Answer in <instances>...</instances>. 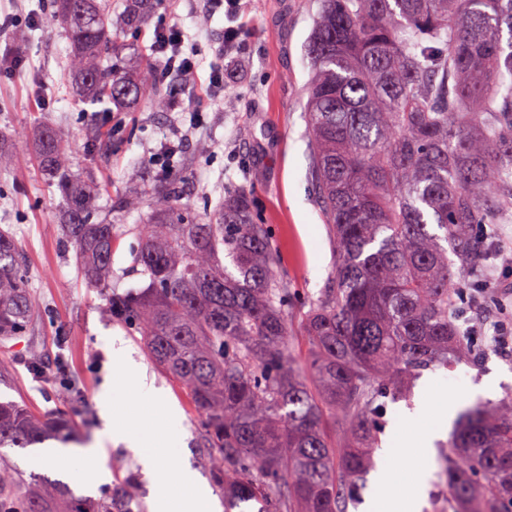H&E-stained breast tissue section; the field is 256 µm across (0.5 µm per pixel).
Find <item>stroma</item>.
<instances>
[{
    "instance_id": "35a3bbf8",
    "label": "stroma",
    "mask_w": 512,
    "mask_h": 512,
    "mask_svg": "<svg viewBox=\"0 0 512 512\" xmlns=\"http://www.w3.org/2000/svg\"><path fill=\"white\" fill-rule=\"evenodd\" d=\"M318 0H242L237 13L209 5L208 0H166L165 8L151 17L141 33H130L128 61L137 64L138 48L149 46L160 18L180 25L186 46L194 53L196 71L175 78L171 86L180 105L175 112H83L76 104L64 77L69 44L61 32L42 26L27 28L22 56L23 76L0 69V130L49 125L76 141V162L87 173L100 207H113L119 226V244L112 256V285L121 293H136L146 285L133 269L138 247L135 232L150 210L145 186L129 178L130 171L148 165L149 156L162 140L179 142L192 158L187 171L176 172L181 190L206 212L223 204L232 187H253L255 209L267 224L277 247L276 269L292 289L296 306H303L326 287L335 263L328 227L323 221L309 176L310 141L304 120V87L310 65L305 45L318 11ZM239 27L238 57L241 68L224 74V85H209L215 50L224 42L229 26ZM201 116L199 125L189 121L190 112ZM95 130L112 141V156L100 161L84 134ZM33 144L8 141L0 154V227L15 236L23 254L24 272L31 288L43 299L46 316L31 331L38 347L39 371L14 363L0 380V396L23 402L33 413L56 407L64 389L74 387L81 402L70 413L77 428L74 447L101 442L103 465L111 481L125 476L136 480L147 512H152L160 490L150 488L139 461L125 444L100 440L102 394L112 385V339L123 337L134 358L145 364L156 386L167 390L182 418L189 458L158 455L156 463L170 475L191 464L202 478L210 472L200 448L196 412L182 386L161 373L149 358L139 334L129 325L110 319L104 312L106 297L89 286L74 264V251L62 238L63 210L60 196L32 163ZM138 193L139 208L124 209L121 202ZM512 323V308L494 306L479 325L484 355L480 364L452 365L424 371L413 388L411 402L388 408L386 435L407 441L414 428L401 419L408 407L422 408L423 423L437 418V405L423 402L425 384L467 406L475 402L474 386L495 379L490 394L498 399L512 389V352L493 348L495 325ZM379 466L392 472L389 494L400 500L419 496V512H436L443 498L437 478L416 487L406 455L378 458Z\"/></svg>"
}]
</instances>
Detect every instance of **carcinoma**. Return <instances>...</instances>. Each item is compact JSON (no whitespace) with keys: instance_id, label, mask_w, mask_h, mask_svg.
<instances>
[{"instance_id":"cac0c4a2","label":"carcinoma","mask_w":512,"mask_h":512,"mask_svg":"<svg viewBox=\"0 0 512 512\" xmlns=\"http://www.w3.org/2000/svg\"><path fill=\"white\" fill-rule=\"evenodd\" d=\"M143 0H50L43 18L70 44L77 101L174 110L154 53L129 71L120 35ZM310 171L336 266L289 318L254 192L232 188L199 214L156 170L138 227L140 294L108 293L151 361L186 390L224 512H348L374 469L389 404L426 370L481 360L477 326L494 306L483 254L512 224V0H319L307 43ZM33 139L59 191L61 230L87 283L112 287L118 225L95 207L66 137ZM0 228V344L25 337L44 306ZM73 423L0 401V449L68 440ZM451 512H512V390L459 416L441 456ZM0 512H143L127 481L104 498L27 477L0 452Z\"/></svg>"}]
</instances>
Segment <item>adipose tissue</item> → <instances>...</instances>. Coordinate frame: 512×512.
<instances>
[{"label":"adipose tissue","instance_id":"ef3b65f1","mask_svg":"<svg viewBox=\"0 0 512 512\" xmlns=\"http://www.w3.org/2000/svg\"><path fill=\"white\" fill-rule=\"evenodd\" d=\"M112 362L114 383L131 385L135 397L145 404L146 409L134 425L126 414L123 398L106 402L102 410L105 433L113 443L126 444L135 452L152 483L176 484V495L165 497L157 512H220L218 503L196 471L186 467L173 478L160 469L152 457L154 445L160 442L170 453L184 451L179 436L181 414L177 405L149 378L122 339L112 342Z\"/></svg>","mask_w":512,"mask_h":512}]
</instances>
